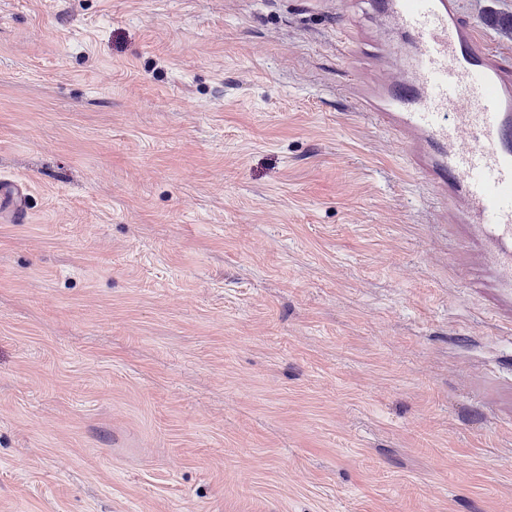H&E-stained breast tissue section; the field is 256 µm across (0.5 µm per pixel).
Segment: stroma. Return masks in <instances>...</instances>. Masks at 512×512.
Listing matches in <instances>:
<instances>
[{"label": "stroma", "mask_w": 512, "mask_h": 512, "mask_svg": "<svg viewBox=\"0 0 512 512\" xmlns=\"http://www.w3.org/2000/svg\"><path fill=\"white\" fill-rule=\"evenodd\" d=\"M381 44L368 0H0V512H512V292L356 110ZM1 206L7 205L13 214L16 222L25 221V198L26 189L15 182L1 180L0 182Z\"/></svg>", "instance_id": "obj_1"}]
</instances>
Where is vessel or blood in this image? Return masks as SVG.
I'll list each match as a JSON object with an SVG mask.
<instances>
[{"mask_svg":"<svg viewBox=\"0 0 512 512\" xmlns=\"http://www.w3.org/2000/svg\"><path fill=\"white\" fill-rule=\"evenodd\" d=\"M412 48L413 77L350 91L398 135L412 169L437 188L452 224L473 225L512 288V59L483 47L459 0H380ZM25 188L0 182V203L24 221Z\"/></svg>","mask_w":512,"mask_h":512,"instance_id":"vessel-or-blood-1","label":"vessel or blood"}]
</instances>
